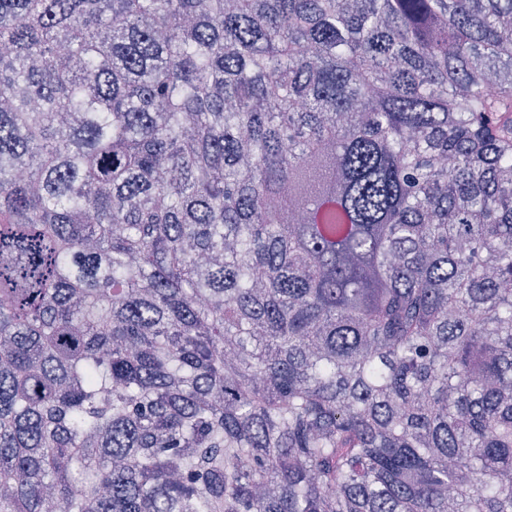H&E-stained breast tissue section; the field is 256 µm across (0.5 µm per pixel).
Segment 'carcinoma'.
<instances>
[{"label":"carcinoma","instance_id":"cac0c4a2","mask_svg":"<svg viewBox=\"0 0 512 512\" xmlns=\"http://www.w3.org/2000/svg\"><path fill=\"white\" fill-rule=\"evenodd\" d=\"M0 512H512V0H0Z\"/></svg>","mask_w":512,"mask_h":512}]
</instances>
